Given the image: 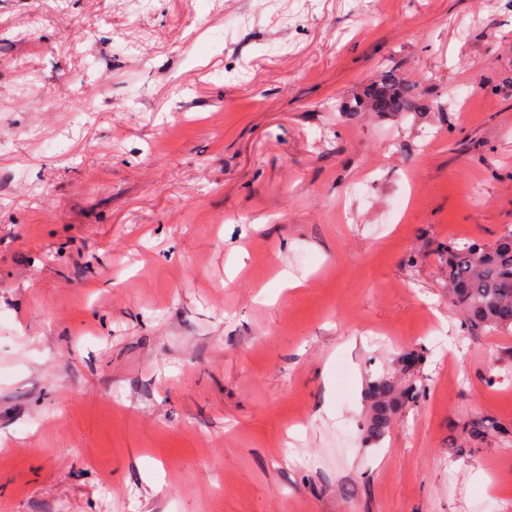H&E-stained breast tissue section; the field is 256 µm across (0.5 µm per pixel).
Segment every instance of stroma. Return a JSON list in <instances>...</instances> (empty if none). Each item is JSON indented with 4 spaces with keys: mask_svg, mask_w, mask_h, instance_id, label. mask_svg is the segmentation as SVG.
I'll return each mask as SVG.
<instances>
[{
    "mask_svg": "<svg viewBox=\"0 0 512 512\" xmlns=\"http://www.w3.org/2000/svg\"><path fill=\"white\" fill-rule=\"evenodd\" d=\"M511 226L504 0H0V512H512L443 252ZM415 96L414 87L400 82L390 71L364 92L376 112H410ZM418 355L407 352L399 357L398 368L392 373L382 375L373 381L369 388L371 409L364 423L366 437L380 440L389 430L393 417L404 406L415 402L417 389L412 383L401 387L400 375L411 376ZM463 429L465 432L459 445L460 450L462 448H474L477 444L492 436L506 437L511 435L512 438V431L491 416L475 417L465 423Z\"/></svg>",
    "mask_w": 512,
    "mask_h": 512,
    "instance_id": "35a3bbf8",
    "label": "stroma"
}]
</instances>
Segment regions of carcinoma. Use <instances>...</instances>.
<instances>
[{
    "mask_svg": "<svg viewBox=\"0 0 512 512\" xmlns=\"http://www.w3.org/2000/svg\"><path fill=\"white\" fill-rule=\"evenodd\" d=\"M364 97L377 112H408L415 89L388 73L368 86ZM444 251L448 266V298L464 316L471 333H512V228L491 245L476 241L448 242ZM418 356L403 353L398 368L373 381L369 388L371 409L364 423L366 437L381 439L393 417L417 398L412 385L401 387L400 376H411ZM512 436V431L491 416H479L464 424L459 448H473L492 436Z\"/></svg>",
    "mask_w": 512,
    "mask_h": 512,
    "instance_id": "obj_1",
    "label": "carcinoma"
}]
</instances>
